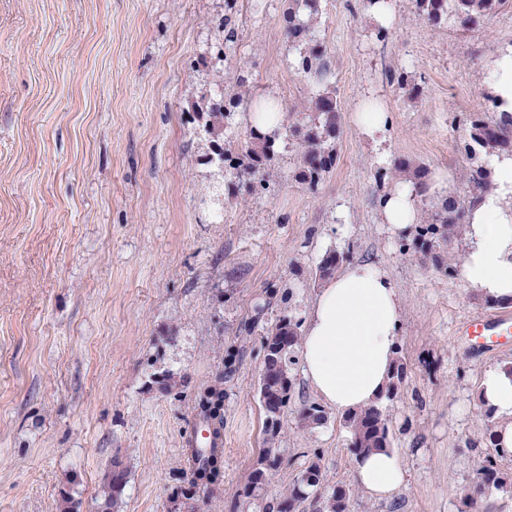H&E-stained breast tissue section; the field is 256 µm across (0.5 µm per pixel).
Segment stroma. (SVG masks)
I'll return each mask as SVG.
<instances>
[{"label": "stroma", "instance_id": "1", "mask_svg": "<svg viewBox=\"0 0 512 512\" xmlns=\"http://www.w3.org/2000/svg\"><path fill=\"white\" fill-rule=\"evenodd\" d=\"M288 0H0V512H60L69 492L96 512L113 460L126 470L114 512H263L318 463L346 485L350 512H460L490 431L479 400L488 369L512 367V345L461 336L471 317L512 315L423 266L380 220L396 158L458 175L462 114L484 109L487 61L512 46V9L476 30L432 27L393 0L386 39L360 0H321L313 36L323 78L297 73ZM224 52L216 74L215 47ZM404 72L417 94L398 85ZM335 89L343 135L317 187L295 177L287 134L263 172L208 164L198 104L243 97L225 140L248 141L251 112L310 119L320 86ZM373 100L389 116L376 136L355 114ZM224 221L212 223L215 212ZM385 268L403 322L407 365L383 400L408 481L376 500L355 478L343 416L303 427L317 402L300 365L282 416L278 468L258 500L240 491L264 443L256 396L263 319L305 320L326 252ZM240 354L225 386L224 482L195 491L184 463L194 397ZM173 375L177 388L159 382Z\"/></svg>", "mask_w": 512, "mask_h": 512}]
</instances>
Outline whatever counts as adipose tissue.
Here are the masks:
<instances>
[{
  "mask_svg": "<svg viewBox=\"0 0 512 512\" xmlns=\"http://www.w3.org/2000/svg\"><path fill=\"white\" fill-rule=\"evenodd\" d=\"M486 167L490 186L471 204L464 226V287L484 298L512 301V156L494 154ZM382 223L395 234L419 222L416 187L398 180L382 196ZM402 325L399 293L382 267L356 262L330 279L313 303L301 339V364L313 391L345 413L376 403L385 393ZM484 405L503 416L495 432L502 453L512 455V374L485 373ZM357 483L372 497L392 499L406 484V469L391 448L371 451L356 468Z\"/></svg>",
  "mask_w": 512,
  "mask_h": 512,
  "instance_id": "ef3b65f1",
  "label": "adipose tissue"
}]
</instances>
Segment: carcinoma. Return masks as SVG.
Here are the masks:
<instances>
[{"label":"carcinoma","instance_id":"cac0c4a2","mask_svg":"<svg viewBox=\"0 0 512 512\" xmlns=\"http://www.w3.org/2000/svg\"><path fill=\"white\" fill-rule=\"evenodd\" d=\"M411 4L418 15L433 26H459L463 29L479 28L494 13L512 8V0H411ZM319 12L320 0H291L286 30L288 39L300 46L294 61L295 70L317 77L322 75L320 55L310 42ZM312 105L317 114L313 124L294 123L288 126V136L294 138L300 148V167L296 178L311 187L335 167L337 144L343 133L336 96L324 90L315 96ZM199 113L204 118L203 131L214 137L210 164L222 170L227 162L240 173L253 176L271 160L275 134L253 128L247 145L234 152L217 140L224 133V125L232 112L222 105L212 104L200 109ZM461 132L469 159V165L461 169V180L467 186L468 194L456 193L442 198L434 210L425 213L419 230L405 243V248L419 257L422 263L450 279L458 275L463 254L448 251V245L463 232L470 199L489 185V175L481 156L494 153L512 155V112H471L466 116ZM391 174L395 178L409 176L419 193L427 191L428 171L423 166L398 158L391 162ZM345 260L341 253L327 252L316 268V277L325 279L335 275ZM300 346L299 321L283 317L265 328L258 395L265 414L264 432L268 446L263 449L243 488L242 495L247 499L261 496L269 484L270 472L279 464L280 449L275 444L282 431V414L293 393L289 365ZM235 363L236 354H228L224 372L200 387L194 398V409L209 436L202 444L195 436L187 440L186 465L193 485L204 492H210L224 482V383L233 378ZM406 369L403 359L396 358L384 398L391 400L397 395L406 377ZM325 419L324 408L316 403L304 406L299 412V420L306 427L319 425ZM344 425L351 434V448L358 455L391 446L388 420L378 403L345 414ZM489 440V451L473 480L475 493L464 498L466 512H481L478 496L485 489L504 483V476L499 470L502 455L496 447L495 434H490ZM125 483V470L115 460L104 481L101 505L104 512H110L116 505ZM323 483L321 469L313 462L288 488V494L266 509L268 512H297L298 507L310 499L316 512H349V490L337 484L323 492Z\"/></svg>","mask_w":512,"mask_h":512}]
</instances>
